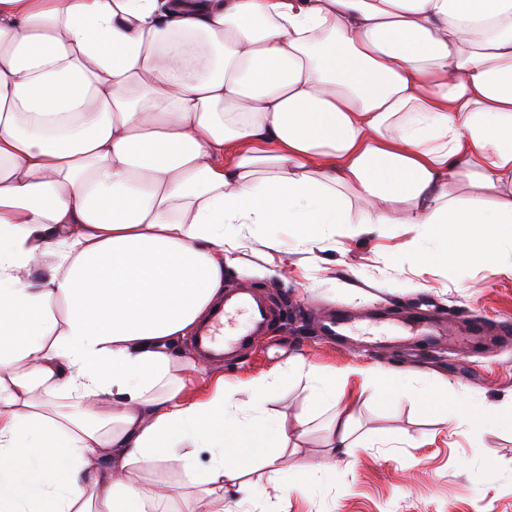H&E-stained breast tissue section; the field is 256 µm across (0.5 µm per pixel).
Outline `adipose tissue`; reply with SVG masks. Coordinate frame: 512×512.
I'll list each match as a JSON object with an SVG mask.
<instances>
[{"label": "adipose tissue", "mask_w": 512, "mask_h": 512, "mask_svg": "<svg viewBox=\"0 0 512 512\" xmlns=\"http://www.w3.org/2000/svg\"><path fill=\"white\" fill-rule=\"evenodd\" d=\"M283 224L302 245L421 225L423 269L489 258L512 228V0H0V512H178L132 476L164 460L188 512L287 500L267 405L303 366L189 398L172 348ZM369 379L448 421L447 395ZM313 380L331 448L356 447L344 390Z\"/></svg>", "instance_id": "1"}]
</instances>
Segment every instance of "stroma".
Returning <instances> with one entry per match:
<instances>
[{"instance_id": "35a3bbf8", "label": "stroma", "mask_w": 512, "mask_h": 512, "mask_svg": "<svg viewBox=\"0 0 512 512\" xmlns=\"http://www.w3.org/2000/svg\"><path fill=\"white\" fill-rule=\"evenodd\" d=\"M299 233L298 227L281 226L286 252L270 258L255 243L224 271L225 290L253 289L280 310L275 340L254 337L230 366L205 361L187 379L185 392L205 393L218 375L229 381L253 378L293 363L324 374L345 370L361 443L335 469L323 470L329 454L326 415L315 413L307 427H298L311 383L289 377L276 388L269 411L287 413L288 464L310 481L292 489L284 503L246 502L247 512H512V432L435 421L412 398L378 409L360 376L369 368L404 371L412 374L415 388L447 392L452 404L512 400V348L447 344L434 352L421 337L398 342V323L408 311L512 322V275L503 271L512 263V239L501 238L496 260L421 273L416 250L422 229L415 225L392 224L377 235L358 224H340L326 250L297 245ZM257 267L266 268V275L255 276ZM340 312L353 320V339L345 344L332 342L321 329L324 315ZM488 457L496 462L491 474L484 468Z\"/></svg>"}]
</instances>
